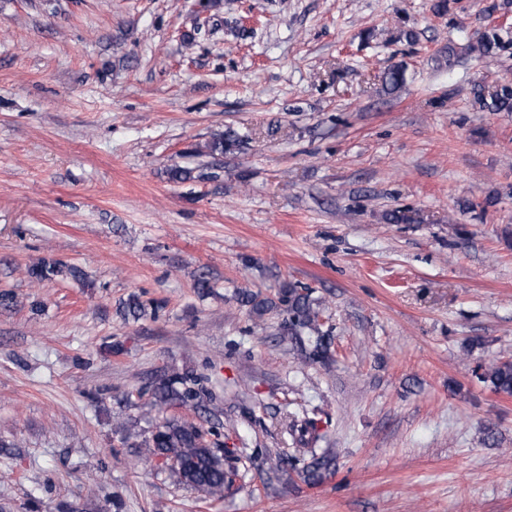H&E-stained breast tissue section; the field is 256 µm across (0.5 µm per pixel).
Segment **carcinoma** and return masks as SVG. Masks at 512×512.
<instances>
[{
  "instance_id": "1",
  "label": "carcinoma",
  "mask_w": 512,
  "mask_h": 512,
  "mask_svg": "<svg viewBox=\"0 0 512 512\" xmlns=\"http://www.w3.org/2000/svg\"><path fill=\"white\" fill-rule=\"evenodd\" d=\"M512 45V39L504 41L499 34L483 37L469 50L481 56L495 49ZM405 79L403 65L391 66L384 76L386 89H398ZM477 102L490 112H512V83L506 82L488 94L477 93ZM243 138L234 130L228 129L216 133L200 154L222 155L240 149ZM28 276L37 282L52 281L58 277L77 278L81 271L56 260H44L28 268ZM237 302L250 307L257 317L281 305L288 314L286 331L288 339L300 346L306 360H317L326 354L327 337L318 328L319 308L311 298L308 289L288 285L278 292L277 301L257 299V295L248 291L237 292ZM157 305L146 304L132 295L125 304V312L141 318L155 314ZM479 379L490 384L497 393L512 396V359L495 360L479 366ZM207 379L192 371L176 373L154 385L151 389L152 400L149 409L157 413L172 405L199 409L211 399L212 393L206 386ZM288 434L295 445L293 452L279 451L269 457L271 468L284 470L288 466L304 462L301 475L309 484H319L336 470V455L330 448H319L321 435L317 433L316 416L303 409L289 413ZM224 422L207 421V425L197 424L184 419H163L156 424L150 437L145 440L143 457L147 461L156 460L157 470L174 477L176 482L203 492L211 500L224 498V490L230 487L237 470L226 465V459L234 457V452L221 447L220 437Z\"/></svg>"
}]
</instances>
